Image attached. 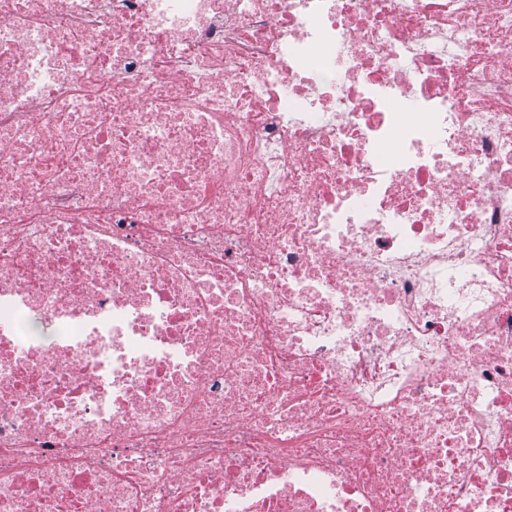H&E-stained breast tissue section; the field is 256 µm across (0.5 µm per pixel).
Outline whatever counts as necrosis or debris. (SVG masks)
<instances>
[{"mask_svg":"<svg viewBox=\"0 0 512 512\" xmlns=\"http://www.w3.org/2000/svg\"><path fill=\"white\" fill-rule=\"evenodd\" d=\"M0 512H512V0H0Z\"/></svg>","mask_w":512,"mask_h":512,"instance_id":"4bbe7bcc","label":"necrosis or debris"}]
</instances>
